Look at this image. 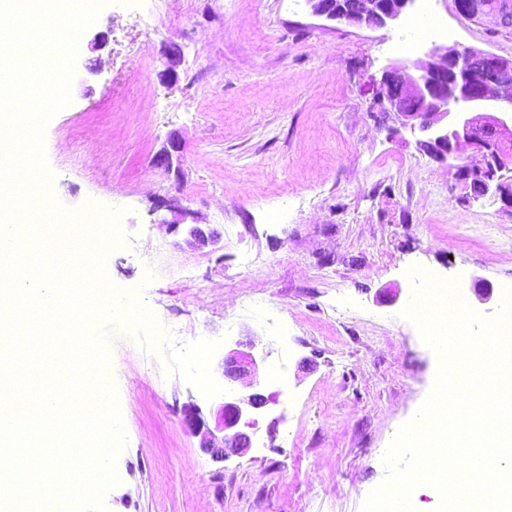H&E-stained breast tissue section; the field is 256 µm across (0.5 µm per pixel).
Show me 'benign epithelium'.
Segmentation results:
<instances>
[{"instance_id": "1", "label": "benign epithelium", "mask_w": 512, "mask_h": 512, "mask_svg": "<svg viewBox=\"0 0 512 512\" xmlns=\"http://www.w3.org/2000/svg\"><path fill=\"white\" fill-rule=\"evenodd\" d=\"M312 13L354 26L381 28L399 20L413 0H306ZM474 19L491 18L503 27L512 18V3L499 0L491 9L484 0H467ZM426 59L414 64L415 73L393 65L381 77L383 98L402 124L427 133L420 141L438 160L471 158L462 165L473 196L494 192L512 207V59L471 48L432 45ZM188 234L201 247L216 245L219 233L207 224H191ZM264 357L232 349L221 367L225 385L218 408L217 439L199 410H186L185 422L200 437L201 447L213 458L245 455L252 448L251 436L243 431L255 424L254 416L268 398L258 391V374Z\"/></svg>"}]
</instances>
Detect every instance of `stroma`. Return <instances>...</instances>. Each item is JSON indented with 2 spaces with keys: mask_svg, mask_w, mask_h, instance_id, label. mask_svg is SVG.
Instances as JSON below:
<instances>
[{
  "mask_svg": "<svg viewBox=\"0 0 512 512\" xmlns=\"http://www.w3.org/2000/svg\"><path fill=\"white\" fill-rule=\"evenodd\" d=\"M429 6L441 44L512 57V28L466 18L455 0ZM407 34V20L358 28L306 0H112L80 36L71 102L44 128L57 199L121 210L112 285L138 290L172 346L222 339L215 381L237 342L266 356L253 445L218 461L184 411L214 424L221 396L114 331L126 446L107 512H362L436 376L404 315L408 269L457 280L472 312L496 315L512 289V208L472 198L455 162L387 111L384 69L425 53L393 51ZM173 139L172 170L155 166ZM175 221L211 225L221 242L189 243ZM477 278L493 284L489 301Z\"/></svg>",
  "mask_w": 512,
  "mask_h": 512,
  "instance_id": "obj_1",
  "label": "stroma"
}]
</instances>
